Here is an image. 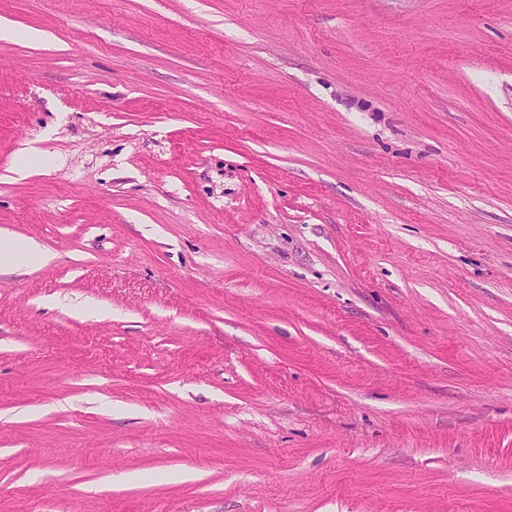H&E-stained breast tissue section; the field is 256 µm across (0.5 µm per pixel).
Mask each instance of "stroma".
Here are the masks:
<instances>
[{"label":"stroma","instance_id":"obj_1","mask_svg":"<svg viewBox=\"0 0 512 512\" xmlns=\"http://www.w3.org/2000/svg\"><path fill=\"white\" fill-rule=\"evenodd\" d=\"M1 21L0 512H512V0ZM35 258L45 263L50 260L48 253L39 244L29 238H10L0 244V273L23 265L28 259Z\"/></svg>","mask_w":512,"mask_h":512}]
</instances>
